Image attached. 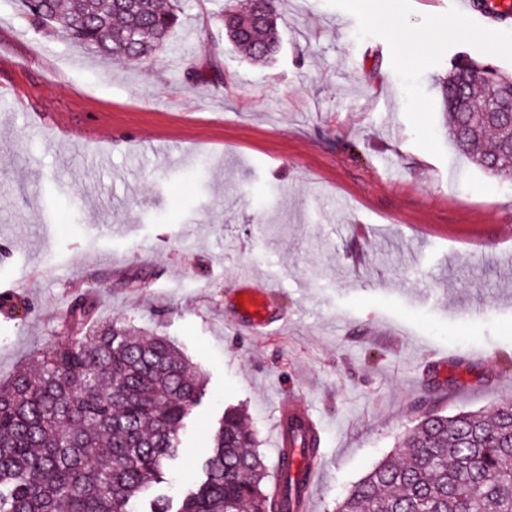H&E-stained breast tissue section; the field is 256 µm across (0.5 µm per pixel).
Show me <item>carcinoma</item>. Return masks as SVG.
Instances as JSON below:
<instances>
[{
  "instance_id": "1",
  "label": "carcinoma",
  "mask_w": 512,
  "mask_h": 512,
  "mask_svg": "<svg viewBox=\"0 0 512 512\" xmlns=\"http://www.w3.org/2000/svg\"><path fill=\"white\" fill-rule=\"evenodd\" d=\"M25 14L103 57L153 60L183 7L162 0H20ZM279 0L229 9L227 44L256 62L278 53ZM446 131L457 149L512 182V124L470 106L512 87L490 65L453 57L435 78ZM67 335L0 383V512H138L182 453L181 434L203 379L164 336H131L95 324L73 299ZM356 483L338 512H512V400L492 419L478 412L430 414ZM240 412L229 409L200 460L203 478L177 512H301L273 495L264 458Z\"/></svg>"
}]
</instances>
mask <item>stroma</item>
I'll use <instances>...</instances> for the list:
<instances>
[{
  "mask_svg": "<svg viewBox=\"0 0 512 512\" xmlns=\"http://www.w3.org/2000/svg\"><path fill=\"white\" fill-rule=\"evenodd\" d=\"M225 2L186 0L141 63L0 0V380L89 298L207 379L155 494L199 480L229 408L275 465L292 399L321 421L311 512H333L425 413L512 399V183L446 138L433 85L456 54L512 73V25L472 10L431 42L455 0H282V51L257 65L215 50ZM238 271L269 280L282 327H235Z\"/></svg>",
  "mask_w": 512,
  "mask_h": 512,
  "instance_id": "obj_1",
  "label": "stroma"
}]
</instances>
